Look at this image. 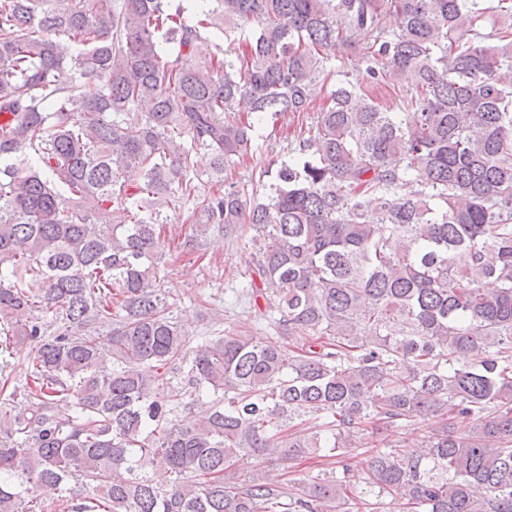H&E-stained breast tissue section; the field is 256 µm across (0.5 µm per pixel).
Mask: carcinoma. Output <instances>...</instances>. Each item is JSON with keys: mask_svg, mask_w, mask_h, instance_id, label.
<instances>
[{"mask_svg": "<svg viewBox=\"0 0 512 512\" xmlns=\"http://www.w3.org/2000/svg\"><path fill=\"white\" fill-rule=\"evenodd\" d=\"M208 29L235 51L196 59ZM361 34L395 112L332 65ZM320 95L315 135L224 184L256 156L240 100L260 122ZM189 202L184 252L252 226L239 296L308 332L296 353L238 329L187 352L157 248ZM0 336V375L31 346L26 408L0 378V512H46L39 491L70 512H379L394 492L512 512V0H0ZM418 420L424 444L372 455L357 488L362 438ZM273 458L325 469L225 477Z\"/></svg>", "mask_w": 512, "mask_h": 512, "instance_id": "carcinoma-1", "label": "carcinoma"}]
</instances>
